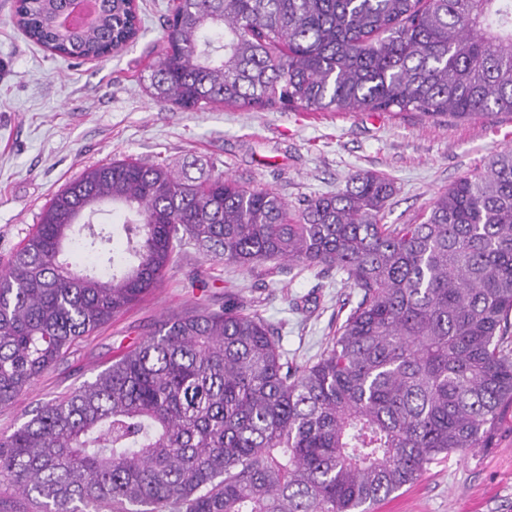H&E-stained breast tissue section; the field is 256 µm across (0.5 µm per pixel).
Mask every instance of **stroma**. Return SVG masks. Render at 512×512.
I'll list each match as a JSON object with an SVG mask.
<instances>
[{
    "mask_svg": "<svg viewBox=\"0 0 512 512\" xmlns=\"http://www.w3.org/2000/svg\"><path fill=\"white\" fill-rule=\"evenodd\" d=\"M14 5L0 0V263L58 191L87 168L127 156L174 168L198 158L292 205L343 188L355 172L382 173L396 186L385 223L413 224L437 193L512 148L508 113L457 121L414 112L164 108L145 87L164 49L162 16L172 0H138V38L100 60H66L33 43L17 27ZM228 293L271 324L301 365L316 361L359 300L332 270L284 261L243 269L182 245L156 288L0 407V437L43 403L93 381L160 320L221 308ZM374 512H512V432L495 447L439 459Z\"/></svg>",
    "mask_w": 512,
    "mask_h": 512,
    "instance_id": "obj_1",
    "label": "stroma"
}]
</instances>
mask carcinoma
Wrapping results in <instances>:
<instances>
[{
  "label": "carcinoma",
  "mask_w": 512,
  "mask_h": 512,
  "mask_svg": "<svg viewBox=\"0 0 512 512\" xmlns=\"http://www.w3.org/2000/svg\"><path fill=\"white\" fill-rule=\"evenodd\" d=\"M16 2L62 58L142 28L132 0L69 32L60 0ZM164 41L146 86L163 107L512 114V0H176ZM394 191L356 172L293 209L194 161L88 169L0 270V406L155 288L183 242L334 269L361 299L305 366L231 294L163 320L1 439L0 477L40 512H371L439 456L493 447L512 424V149L419 224L382 223ZM107 204L119 220L94 223Z\"/></svg>",
  "instance_id": "carcinoma-1"
}]
</instances>
